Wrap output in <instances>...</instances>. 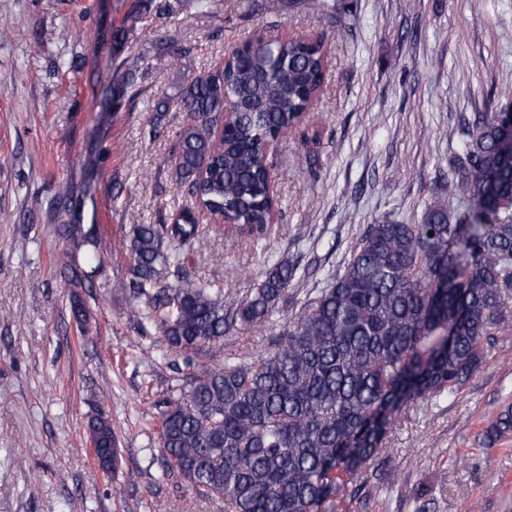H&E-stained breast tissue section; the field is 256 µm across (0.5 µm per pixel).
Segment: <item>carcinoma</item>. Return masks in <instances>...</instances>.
Returning <instances> with one entry per match:
<instances>
[{
	"label": "carcinoma",
	"mask_w": 512,
	"mask_h": 512,
	"mask_svg": "<svg viewBox=\"0 0 512 512\" xmlns=\"http://www.w3.org/2000/svg\"><path fill=\"white\" fill-rule=\"evenodd\" d=\"M156 0H137L113 31L119 50L137 38ZM142 58L121 59L113 108H121ZM325 51L277 36L226 54L224 67L189 82L178 103L192 122L177 134L170 163L196 207L224 235L257 244L277 203L266 187L263 147L299 126L324 82ZM158 99L148 134L165 136L170 108ZM64 278L77 322L78 291L101 266L98 236L76 221ZM207 237L190 210L171 224H134L126 276L117 283L139 335L159 336L181 360L179 384L156 396L165 469L224 512H336L384 450L387 427L406 404L458 392L487 361L493 336L512 331V152L504 118L480 112L448 153V180L418 224L382 216L367 225L350 259L255 357L219 360L224 337L262 331L288 304L299 266L284 258L229 304L190 278L182 255ZM178 284L168 282L169 276ZM97 461L122 454L112 421L88 423ZM512 435V406L487 431V445Z\"/></svg>",
	"instance_id": "carcinoma-1"
}]
</instances>
